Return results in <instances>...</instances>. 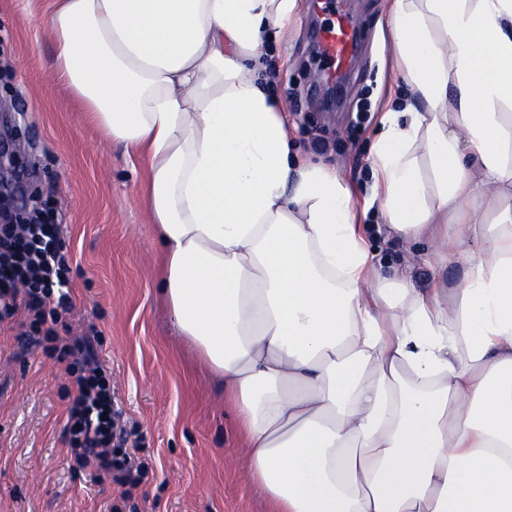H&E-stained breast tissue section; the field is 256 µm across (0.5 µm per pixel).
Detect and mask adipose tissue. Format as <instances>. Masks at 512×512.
<instances>
[{"mask_svg":"<svg viewBox=\"0 0 512 512\" xmlns=\"http://www.w3.org/2000/svg\"><path fill=\"white\" fill-rule=\"evenodd\" d=\"M296 9L51 0L50 71L149 161L161 300L269 512H512V0H392L409 99L372 199L424 289L381 272L339 173L291 153L269 85Z\"/></svg>","mask_w":512,"mask_h":512,"instance_id":"adipose-tissue-1","label":"adipose tissue"}]
</instances>
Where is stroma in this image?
Returning a JSON list of instances; mask_svg holds the SVG:
<instances>
[{"mask_svg":"<svg viewBox=\"0 0 512 512\" xmlns=\"http://www.w3.org/2000/svg\"><path fill=\"white\" fill-rule=\"evenodd\" d=\"M298 0L275 56V90L300 157L336 167L367 201L370 152L401 95L388 0H337L362 34L344 90L328 106L313 76L328 66L312 41L334 12ZM50 0H0V109L40 189L61 215L74 309L61 338L88 334L133 427L145 481L127 495L82 469L64 429L71 399L64 365L0 329V512H268L232 435L224 386L179 336L156 294L154 226L143 203L148 160L108 146L60 85L46 89L53 51Z\"/></svg>","mask_w":512,"mask_h":512,"instance_id":"1","label":"stroma"}]
</instances>
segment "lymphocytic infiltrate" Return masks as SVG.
<instances>
[{"label":"lymphocytic infiltrate","mask_w":512,"mask_h":512,"mask_svg":"<svg viewBox=\"0 0 512 512\" xmlns=\"http://www.w3.org/2000/svg\"><path fill=\"white\" fill-rule=\"evenodd\" d=\"M60 234L47 201L33 207L30 223L0 225V322L24 311L21 334L29 346L67 362L73 398L66 433L73 454L82 468L132 488L144 482L148 468L117 421L106 372L87 338L64 340L57 332L73 309Z\"/></svg>","instance_id":"1"}]
</instances>
